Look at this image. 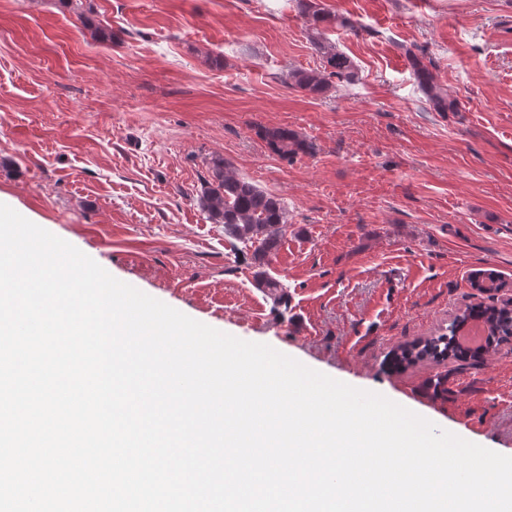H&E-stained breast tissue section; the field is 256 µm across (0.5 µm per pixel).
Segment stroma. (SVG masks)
<instances>
[{
    "instance_id": "stroma-1",
    "label": "stroma",
    "mask_w": 512,
    "mask_h": 512,
    "mask_svg": "<svg viewBox=\"0 0 512 512\" xmlns=\"http://www.w3.org/2000/svg\"><path fill=\"white\" fill-rule=\"evenodd\" d=\"M321 2L356 69L314 98L282 81L319 63L300 0H0V203L199 322L512 456V342L478 368L386 364L479 301L475 271L512 298V0ZM404 44L458 111H434ZM271 127L314 152L278 157ZM214 156L288 207L265 268L198 205Z\"/></svg>"
}]
</instances>
